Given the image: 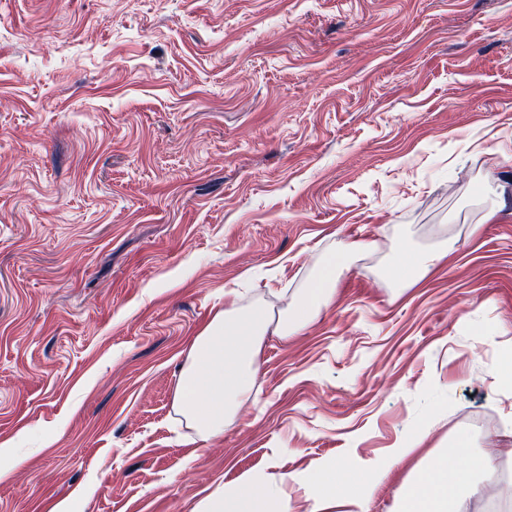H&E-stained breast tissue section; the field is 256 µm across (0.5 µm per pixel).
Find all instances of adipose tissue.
<instances>
[{
	"instance_id": "obj_1",
	"label": "adipose tissue",
	"mask_w": 512,
	"mask_h": 512,
	"mask_svg": "<svg viewBox=\"0 0 512 512\" xmlns=\"http://www.w3.org/2000/svg\"><path fill=\"white\" fill-rule=\"evenodd\" d=\"M455 246L446 240L440 248L418 254L398 253L395 271L399 287L423 279ZM342 255H333L311 288L295 303L289 317L274 321L258 306L229 305L217 312L194 339L181 374V405L185 417L204 438L223 434L225 421L250 398L259 370V343L268 328L291 336L329 304L335 293L336 272ZM499 449L475 453L469 437L456 440L452 454H439L410 483L401 512H478L483 482L495 479ZM287 473L263 480L242 476L237 485L208 505L207 512H292L282 487ZM366 489L346 483L334 464L324 465L311 490L310 512H368Z\"/></svg>"
}]
</instances>
